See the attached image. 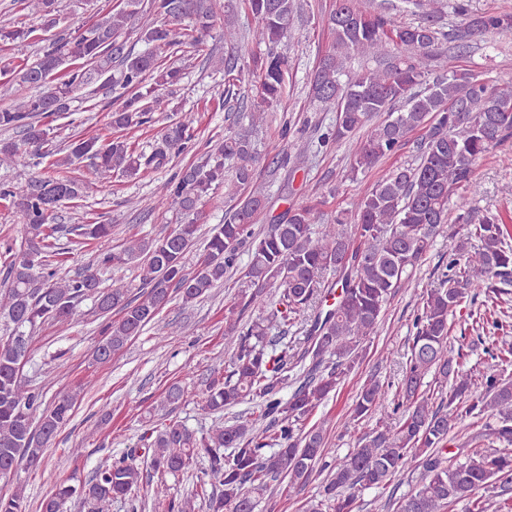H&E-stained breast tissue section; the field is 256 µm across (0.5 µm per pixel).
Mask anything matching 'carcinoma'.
I'll return each instance as SVG.
<instances>
[{
	"mask_svg": "<svg viewBox=\"0 0 512 512\" xmlns=\"http://www.w3.org/2000/svg\"><path fill=\"white\" fill-rule=\"evenodd\" d=\"M255 18L253 31L265 51L251 56L259 81L242 92L241 67L229 53L210 61L224 72L220 94L227 112L247 113L248 125L224 136V141L200 161L165 180L152 207L175 205L181 222L172 233L140 238L99 251L97 267L110 270L136 262L145 292L137 295L120 279L103 288L95 272L61 278L49 257L56 252L54 212L64 201L83 199L90 185L111 187L112 175L135 176L159 170L172 151L185 149L193 137L191 124L168 125L162 145L151 153L136 152L127 140L103 143L94 136L76 137L65 156L49 148V128L40 118L59 116L71 108L76 93L105 78L122 89L124 100L110 112V126L123 132L150 122L153 112L169 111V100L156 87H173L181 68L167 62L178 52L200 50L215 17L212 0H150L149 12L165 19L142 25L146 48L133 53L118 41L124 30L143 14V0H124L84 33L58 40L32 62L16 66L11 80L36 93L16 98L0 110V127L22 133V139L0 141V166H15L28 157H55L48 174L31 178L14 191L0 185V200L22 216L25 241L13 254L0 280V319L9 334L0 336V472L17 471L25 459L40 463L58 430L73 416L76 392H60L49 404L30 388L20 362L29 353L32 335L43 324L65 322L84 299L91 298L103 318L102 336L92 353L104 363L140 335L172 300L189 308L209 294L224 277L237 270L241 250L250 261L244 273L240 300L226 308L225 335L234 349L231 370L213 378L198 392L201 408L215 416L201 437L185 425L171 422L143 437L148 448L143 461L157 477L154 502L163 512H258L278 486L305 485L325 463V437L320 427L304 430L305 421L356 368L360 341L377 331L386 304L432 248L433 238L454 216L466 227V239L438 273L435 285L423 292L415 335L409 347L403 382L393 399L397 423H387L381 380L371 377L357 393L350 419L379 415L375 428L360 436L357 447L329 465L324 500L307 512H357L356 490L386 487L396 477L418 471L421 481L397 501V512H442L469 500L467 512H489L493 497L480 492H512V378L482 375L463 369L467 352L448 347V319L466 311L475 322L470 288L484 287L501 295L512 285V245L508 230L496 214L478 224L469 221L470 206L460 189L475 174V163L496 146L512 142V86L494 87L468 69L436 73L437 29L425 22L399 26L385 11L369 12L360 0H336L329 15L333 43L319 58L310 78V96L336 122L322 134L321 144L339 147L368 128L350 158L348 176L356 178L377 167L407 143L411 134L426 130L417 143L416 158L382 172L371 190L353 209L326 215L310 205L288 208L262 234L254 225L267 217L263 187L253 184L260 153L255 132L264 114L277 108L291 75L290 40L296 0H245ZM40 26L57 24L58 0H34ZM235 0L224 4V45L234 49L245 35L235 28ZM455 37L475 38L487 33L512 34V14L473 13L463 0L451 5ZM190 20L177 38L170 22ZM362 57L378 63L354 77L347 76L348 60ZM92 161L94 181L70 175L79 159ZM235 161L239 184L248 194L229 207L223 223L213 228L197 269L189 273L184 257L198 232V205L210 190L224 183V164ZM325 225L318 235L314 226ZM78 247L83 240L106 241L110 224H77L67 230ZM480 246L471 250L468 241ZM335 280H330L329 276ZM259 311L250 319L246 314ZM119 318L112 319V312ZM306 326L305 336L288 339V326ZM277 327L280 334L270 335ZM308 368L290 378L303 361ZM438 384V402L421 390L427 375ZM295 385L288 400L280 392ZM482 387L476 395L474 390ZM187 390L180 382L168 385L159 410L171 411ZM257 417L240 415L231 424L224 410L244 402ZM487 415L490 421L471 437L473 447L448 451V436L467 417ZM268 421L262 428L258 422ZM501 447H486L484 442ZM139 455L132 450L101 463L95 475L75 487L62 479L39 512H67L79 499L96 512L104 505L129 497L143 480ZM203 459L202 474L214 487L199 501L176 498L167 483ZM0 512H26L23 487L0 495Z\"/></svg>",
	"mask_w": 512,
	"mask_h": 512,
	"instance_id": "cac0c4a2",
	"label": "carcinoma"
}]
</instances>
